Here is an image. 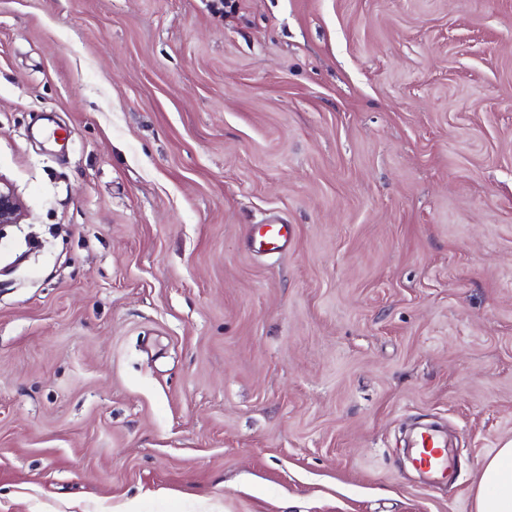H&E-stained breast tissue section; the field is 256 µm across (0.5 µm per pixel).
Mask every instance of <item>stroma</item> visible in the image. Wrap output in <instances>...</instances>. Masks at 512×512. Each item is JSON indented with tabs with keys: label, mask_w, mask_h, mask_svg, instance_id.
I'll return each instance as SVG.
<instances>
[{
	"label": "stroma",
	"mask_w": 512,
	"mask_h": 512,
	"mask_svg": "<svg viewBox=\"0 0 512 512\" xmlns=\"http://www.w3.org/2000/svg\"><path fill=\"white\" fill-rule=\"evenodd\" d=\"M0 174V512H474L512 0H0ZM25 212V204L13 184L0 175V233L7 227L21 224ZM271 224H261L257 227L250 240V246L260 251H284L288 247L289 226L280 224L278 219L270 220ZM446 446V441L442 442L434 432H421L415 441L412 464L432 477L444 476L448 471Z\"/></svg>",
	"instance_id": "obj_1"
}]
</instances>
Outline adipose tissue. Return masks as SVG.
Here are the masks:
<instances>
[{
  "label": "adipose tissue",
  "instance_id": "adipose-tissue-1",
  "mask_svg": "<svg viewBox=\"0 0 512 512\" xmlns=\"http://www.w3.org/2000/svg\"><path fill=\"white\" fill-rule=\"evenodd\" d=\"M475 512H512V440L482 460L475 495Z\"/></svg>",
  "mask_w": 512,
  "mask_h": 512
}]
</instances>
